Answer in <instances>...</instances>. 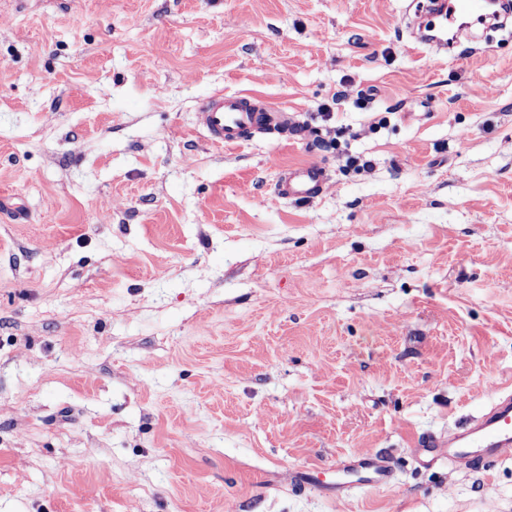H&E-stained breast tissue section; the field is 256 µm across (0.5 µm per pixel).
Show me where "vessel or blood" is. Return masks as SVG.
<instances>
[{"instance_id": "1", "label": "vessel or blood", "mask_w": 512, "mask_h": 512, "mask_svg": "<svg viewBox=\"0 0 512 512\" xmlns=\"http://www.w3.org/2000/svg\"><path fill=\"white\" fill-rule=\"evenodd\" d=\"M437 8L451 26L459 15L476 14L487 8L511 15L512 0H438ZM196 110L208 140L217 147L241 145L256 133L299 137L304 132L293 113L244 95L214 94L201 100ZM328 181L324 163L310 161L284 169L275 192L284 200H312L324 191ZM431 446L438 455L465 468L512 456V395L493 390L492 403L485 411L466 426L449 430L446 436L432 441ZM339 467L358 474L366 486H385L393 477L388 460L380 455L361 453L341 461Z\"/></svg>"}]
</instances>
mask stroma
Returning <instances> with one entry per match:
<instances>
[{
	"label": "stroma",
	"instance_id": "1",
	"mask_svg": "<svg viewBox=\"0 0 512 512\" xmlns=\"http://www.w3.org/2000/svg\"><path fill=\"white\" fill-rule=\"evenodd\" d=\"M217 92L305 141L213 147ZM313 159L322 195L278 198ZM493 387L512 29L439 51L410 0H0V512H512V457L416 451ZM364 451L391 484L326 494Z\"/></svg>",
	"mask_w": 512,
	"mask_h": 512
}]
</instances>
